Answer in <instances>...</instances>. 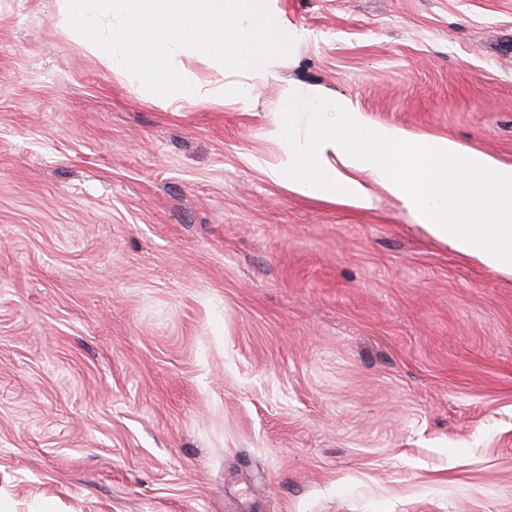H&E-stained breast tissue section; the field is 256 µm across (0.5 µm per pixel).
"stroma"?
Here are the masks:
<instances>
[{
  "mask_svg": "<svg viewBox=\"0 0 512 512\" xmlns=\"http://www.w3.org/2000/svg\"><path fill=\"white\" fill-rule=\"evenodd\" d=\"M284 80L512 163V0H273ZM278 89L162 108L0 0L11 512H512V281L270 181Z\"/></svg>",
  "mask_w": 512,
  "mask_h": 512,
  "instance_id": "stroma-1",
  "label": "stroma"
}]
</instances>
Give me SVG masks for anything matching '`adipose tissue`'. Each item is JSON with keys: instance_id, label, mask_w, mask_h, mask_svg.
I'll return each instance as SVG.
<instances>
[{"instance_id": "1", "label": "adipose tissue", "mask_w": 512, "mask_h": 512, "mask_svg": "<svg viewBox=\"0 0 512 512\" xmlns=\"http://www.w3.org/2000/svg\"><path fill=\"white\" fill-rule=\"evenodd\" d=\"M65 13L78 19L84 48L165 106L241 103L257 83H281L288 21L270 0H65ZM191 56L209 59L219 81L188 71ZM281 85L288 119L272 131L279 155L263 168L270 180L359 209L383 192L433 239L512 279V164L449 137L373 124L320 87Z\"/></svg>"}]
</instances>
